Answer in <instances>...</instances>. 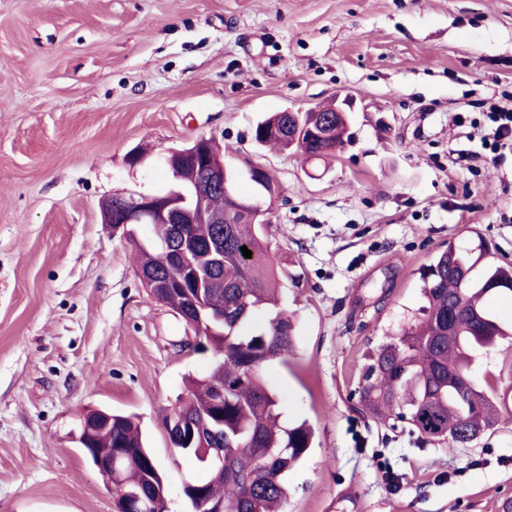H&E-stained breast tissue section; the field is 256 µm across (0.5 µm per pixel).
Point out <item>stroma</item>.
Instances as JSON below:
<instances>
[{
  "instance_id": "stroma-1",
  "label": "stroma",
  "mask_w": 512,
  "mask_h": 512,
  "mask_svg": "<svg viewBox=\"0 0 512 512\" xmlns=\"http://www.w3.org/2000/svg\"><path fill=\"white\" fill-rule=\"evenodd\" d=\"M339 97L335 157L255 142L268 113ZM511 99L512 0H0V512H116L78 441L96 408L137 417L167 512H190L205 471L164 420L213 353L137 275L150 226L100 205L166 193L168 150L202 137L281 189L266 234L294 346L263 372L315 431L285 512H497L512 418L449 448L359 391L442 246L512 263V149L482 146Z\"/></svg>"
}]
</instances>
